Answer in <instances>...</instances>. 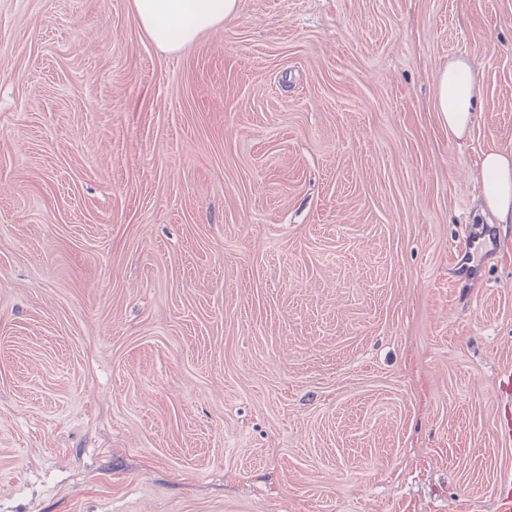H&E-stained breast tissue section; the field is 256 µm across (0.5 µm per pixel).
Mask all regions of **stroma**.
<instances>
[{
	"instance_id": "35a3bbf8",
	"label": "stroma",
	"mask_w": 512,
	"mask_h": 512,
	"mask_svg": "<svg viewBox=\"0 0 512 512\" xmlns=\"http://www.w3.org/2000/svg\"><path fill=\"white\" fill-rule=\"evenodd\" d=\"M491 149L512 0H240L172 53L132 0H0V512H496ZM479 84L472 61H448L436 76V100L442 123L448 133L461 137L481 116Z\"/></svg>"
}]
</instances>
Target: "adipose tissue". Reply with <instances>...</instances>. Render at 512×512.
<instances>
[{
	"label": "adipose tissue",
	"instance_id": "adipose-tissue-1",
	"mask_svg": "<svg viewBox=\"0 0 512 512\" xmlns=\"http://www.w3.org/2000/svg\"><path fill=\"white\" fill-rule=\"evenodd\" d=\"M240 0H133L139 25L159 47L176 50L224 19L235 16ZM479 84L472 61H449L436 76L440 119L450 134L462 136L479 117ZM481 199L499 223L512 224V153L485 152L480 165Z\"/></svg>",
	"mask_w": 512,
	"mask_h": 512
}]
</instances>
